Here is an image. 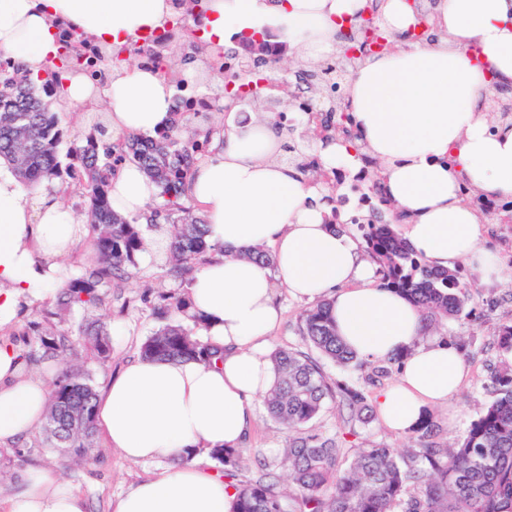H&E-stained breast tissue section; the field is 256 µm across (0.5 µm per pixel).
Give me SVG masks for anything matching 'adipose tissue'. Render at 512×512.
Returning <instances> with one entry per match:
<instances>
[{
	"mask_svg": "<svg viewBox=\"0 0 512 512\" xmlns=\"http://www.w3.org/2000/svg\"><path fill=\"white\" fill-rule=\"evenodd\" d=\"M367 0H206L204 40L276 24L282 40L316 61L338 46L339 22ZM173 0H0V53L38 73L55 51L51 22L66 20L100 47L133 44L174 16ZM444 33L433 44L367 57L348 87L370 152L385 168L387 192L408 213L405 236L432 265H465L476 287L492 284L496 256L480 244L476 214L461 183L487 195L512 194V130L484 121L487 70L512 80V0H437ZM104 105L113 137L153 136L169 126L173 89L160 72L113 71L105 86L72 79L68 103ZM223 145L196 165L190 190L213 247L193 274L189 315L218 358L189 362L136 358L113 375L96 409V427L125 458L171 465L131 486L113 512H233L235 492L208 468L219 448H242L256 401L274 384L268 335L280 321L276 288L302 301L325 300L336 334L359 357L402 354L396 383L380 393L377 413L404 432L426 409L444 405L468 375L454 344L423 340L424 323L403 296L382 287L354 239L325 222L324 193L294 165L278 161L280 139L262 115L221 131ZM455 165H448V157ZM112 208L144 218L159 188L133 162L114 172ZM85 233L75 211L46 182L30 189L0 164V329L23 308L53 300L59 259ZM271 248L273 268L245 250ZM18 351L0 343V445L19 442L44 421L48 378L24 375ZM86 504L38 468L26 470L0 499V512H85Z\"/></svg>",
	"mask_w": 512,
	"mask_h": 512,
	"instance_id": "1",
	"label": "adipose tissue"
}]
</instances>
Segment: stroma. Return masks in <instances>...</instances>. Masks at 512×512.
<instances>
[{
  "instance_id": "1",
  "label": "stroma",
  "mask_w": 512,
  "mask_h": 512,
  "mask_svg": "<svg viewBox=\"0 0 512 512\" xmlns=\"http://www.w3.org/2000/svg\"><path fill=\"white\" fill-rule=\"evenodd\" d=\"M488 228L483 239L498 256L502 280L490 288L472 289L468 305L475 308L477 320L462 317L448 324V339H460L465 343L463 353L469 374L451 408L431 410L440 425V436L447 442L463 438L471 421L493 399L490 374L503 359L496 335L500 327L512 324V224L492 221ZM144 268L146 277L128 280L124 287L112 291V305L106 322L111 328L122 326L124 332L110 337L111 360L103 365L83 355L73 360L75 366L89 373L96 390H103L113 374L127 361L138 357L141 343L159 326L152 303L156 292L150 281L160 276L161 264L149 261ZM277 294L281 322L270 335L271 349L307 350L308 344L299 331L300 315L307 307L306 302L293 299L282 288ZM45 309V304H36L15 325L17 334L13 344L25 357V367L32 373L54 371L60 367L58 361L35 355V338L26 332L31 322L42 320ZM287 442V431L268 416L265 403H258L254 426L246 442L249 464L240 471V479L253 478L264 465L277 474L283 486H290L288 471L282 464ZM30 467L42 468L62 481L70 491L84 499L87 512H112V503L119 495L136 482L161 471L164 464L160 461H129L117 450L106 447L99 437L94 438L87 458L64 455L48 447L41 433L36 431L15 445L0 446V492L9 493L22 471Z\"/></svg>"
}]
</instances>
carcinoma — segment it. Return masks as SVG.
I'll list each match as a JSON object with an SVG mask.
<instances>
[{
    "label": "carcinoma",
    "instance_id": "carcinoma-1",
    "mask_svg": "<svg viewBox=\"0 0 512 512\" xmlns=\"http://www.w3.org/2000/svg\"><path fill=\"white\" fill-rule=\"evenodd\" d=\"M180 12L164 26L154 55L163 58L161 74L175 90V100L198 94L195 85L181 80L182 59L200 62L199 77L208 82L224 76L233 83L223 92L222 103L204 110L191 107L175 113L171 126L156 136L143 139L131 133L115 142L107 123L99 120V106L87 107L91 120L83 142L66 150L67 163L59 158L64 132L59 113L66 83L83 75L98 84L108 79V65L101 56L82 63L85 42L73 39L71 47L56 52L44 68L46 77L32 78L19 60L0 58V160L12 166L28 186L46 179L58 181V192L70 198L89 196L92 207L88 229L96 253V268L89 273H61L64 287L46 312L44 323L28 330L46 356L67 359L82 352L102 364L112 358L107 323L99 311L112 304V289L132 278H141L139 254L146 237L157 224H170L173 235L165 266L169 278L185 283L197 264L212 251L206 240L205 220L186 195L193 167L209 152L214 135L221 131L211 118V109L225 111L233 103L229 96L244 95L242 105L267 114L270 124L282 131L284 112L275 106L267 89L255 95L248 87L268 80L264 72L269 60L255 56L246 65L234 49L210 61L208 44L196 35L191 23L194 13H203L204 0H175ZM344 53L338 51L317 61H302L298 70L309 78V99L296 102L304 108L323 102L327 112L342 99L345 86L336 80ZM308 136L283 143L280 159L296 164L301 171L320 167L303 153ZM138 163L157 183L159 201L146 225L129 220L112 210L108 188L112 170L125 161ZM365 253L377 266L380 285L407 297L423 320L435 330L465 311L473 285L462 268L437 269L416 253L408 241L386 223L379 212L368 224L359 225ZM77 311L81 321L71 330H54L51 318ZM200 318L189 324H165L152 332L140 346V356L151 360L211 359L217 350L196 338ZM300 334L322 357L344 369H360L364 362L336 336L328 316V302L321 300L301 313ZM275 384L266 398L268 414L288 432L285 462L294 490L286 493L274 477L264 474L247 481L237 479L246 465L241 449H220L212 456L224 465L225 484L236 494L235 512H512V363L504 361L492 373L494 398L471 422L463 439L453 444L436 441L440 427L427 415L411 429L414 444L400 453L384 443L354 449L347 466L336 437L308 434L309 424L327 403L348 410L347 422H368L367 400L357 386L328 382L322 364L309 353L288 348L272 357ZM97 391L89 374L63 368L53 382L50 408L41 433L51 448L82 455L95 432Z\"/></svg>",
    "mask_w": 512,
    "mask_h": 512
}]
</instances>
